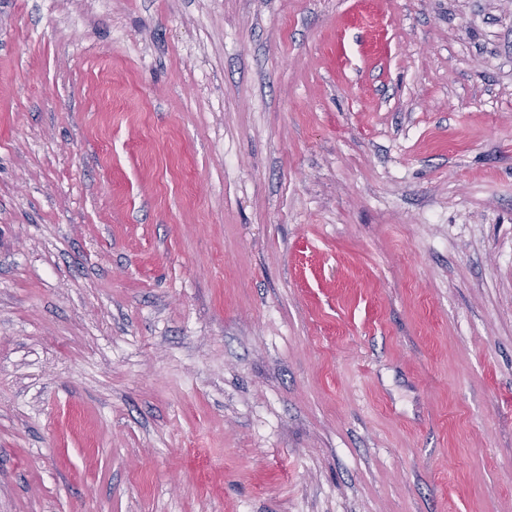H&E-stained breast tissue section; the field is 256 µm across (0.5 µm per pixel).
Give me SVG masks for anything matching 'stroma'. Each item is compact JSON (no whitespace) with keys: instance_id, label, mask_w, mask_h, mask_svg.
I'll return each instance as SVG.
<instances>
[{"instance_id":"35a3bbf8","label":"stroma","mask_w":512,"mask_h":512,"mask_svg":"<svg viewBox=\"0 0 512 512\" xmlns=\"http://www.w3.org/2000/svg\"><path fill=\"white\" fill-rule=\"evenodd\" d=\"M0 512H512V0H0Z\"/></svg>"}]
</instances>
